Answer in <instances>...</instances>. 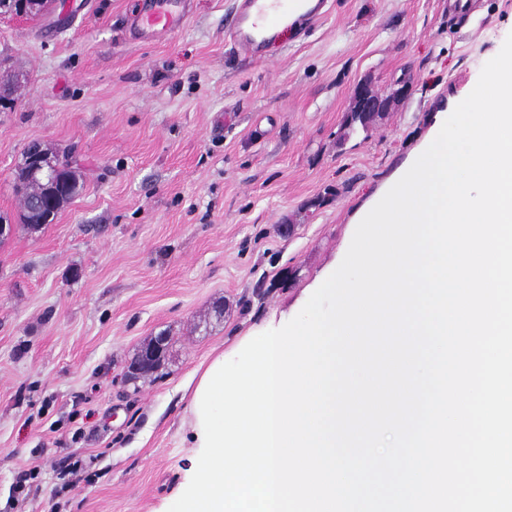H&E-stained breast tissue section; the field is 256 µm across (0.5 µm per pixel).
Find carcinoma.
<instances>
[{
    "instance_id": "cac0c4a2",
    "label": "carcinoma",
    "mask_w": 512,
    "mask_h": 512,
    "mask_svg": "<svg viewBox=\"0 0 512 512\" xmlns=\"http://www.w3.org/2000/svg\"><path fill=\"white\" fill-rule=\"evenodd\" d=\"M382 116L381 112L363 114L351 110L344 125V132L338 139V145H343L353 135H369ZM16 183L15 191L21 202L20 223L40 227L52 223L61 206L78 193L81 177L76 168L67 162H61L59 171L53 175L55 189L52 191L47 189V183L43 178L31 175L24 166L18 170Z\"/></svg>"
}]
</instances>
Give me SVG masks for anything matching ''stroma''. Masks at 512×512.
<instances>
[{
  "instance_id": "stroma-1",
  "label": "stroma",
  "mask_w": 512,
  "mask_h": 512,
  "mask_svg": "<svg viewBox=\"0 0 512 512\" xmlns=\"http://www.w3.org/2000/svg\"><path fill=\"white\" fill-rule=\"evenodd\" d=\"M55 2L0 17L18 76L0 106V512H168L195 471V372L301 311L499 53L512 0H478L465 26L448 0H328L259 62L224 37L234 0H191L168 41L132 36L143 0ZM362 80L395 100L337 146ZM35 141L83 181L37 229L14 193ZM158 336L161 368L133 377Z\"/></svg>"
}]
</instances>
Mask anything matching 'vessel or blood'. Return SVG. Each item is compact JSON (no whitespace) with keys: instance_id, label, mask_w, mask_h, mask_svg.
Returning <instances> with one entry per match:
<instances>
[{"instance_id":"vessel-or-blood-1","label":"vessel or blood","mask_w":512,"mask_h":512,"mask_svg":"<svg viewBox=\"0 0 512 512\" xmlns=\"http://www.w3.org/2000/svg\"><path fill=\"white\" fill-rule=\"evenodd\" d=\"M188 7V0H144L142 9L130 23V30L138 39L176 34ZM325 8L326 0H235L228 36L240 57L255 59L267 43L277 38L280 28L293 15H301L310 23L320 20Z\"/></svg>"}]
</instances>
